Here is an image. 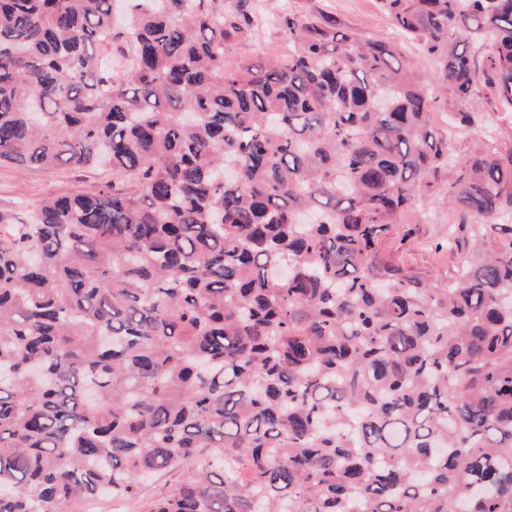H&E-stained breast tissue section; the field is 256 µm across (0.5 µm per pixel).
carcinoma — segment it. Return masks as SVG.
<instances>
[{"label": "carcinoma", "mask_w": 512, "mask_h": 512, "mask_svg": "<svg viewBox=\"0 0 512 512\" xmlns=\"http://www.w3.org/2000/svg\"><path fill=\"white\" fill-rule=\"evenodd\" d=\"M433 62L224 0H0V164L112 184L0 225V512H512V0H380ZM459 214L448 278L387 241ZM434 122L436 126L448 135V144L456 155L464 156L473 149L477 143L489 139L483 128H475L471 131H462L448 128V120L443 108L439 103L434 105ZM183 478V474L180 473H169L158 479L150 486L143 489L142 494L139 498L129 503L132 511L135 512H147L150 508V502L165 492L171 485L175 484Z\"/></svg>", "instance_id": "carcinoma-1"}]
</instances>
